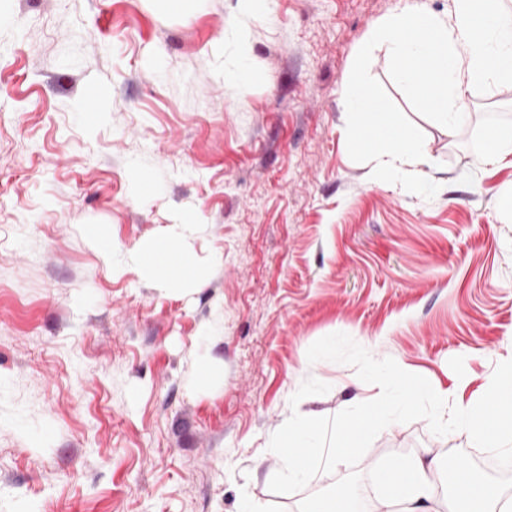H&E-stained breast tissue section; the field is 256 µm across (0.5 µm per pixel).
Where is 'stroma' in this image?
Returning a JSON list of instances; mask_svg holds the SVG:
<instances>
[{
    "label": "stroma",
    "mask_w": 512,
    "mask_h": 512,
    "mask_svg": "<svg viewBox=\"0 0 512 512\" xmlns=\"http://www.w3.org/2000/svg\"><path fill=\"white\" fill-rule=\"evenodd\" d=\"M451 0H0V512H301L336 498L387 512L385 465L486 454L468 433L395 423L356 466L269 488L292 411L330 417L380 394L309 363L348 334L378 359L478 401L512 359V85L466 94L455 134L371 37ZM372 89L423 142L398 170L353 149L345 85ZM96 87L98 116L87 118ZM430 191L418 195L410 180ZM150 182V192L138 189ZM202 286L160 288L128 261L185 213ZM122 249L106 266L83 234ZM217 371L195 384L196 361ZM328 393L290 399L306 379ZM510 153H512L511 128L493 129L486 137L483 151L478 155L474 166L476 168H481L488 162ZM85 233L102 258L107 262L111 261L112 252L117 248V245L114 241L112 242L107 229L103 225L86 224Z\"/></svg>",
    "instance_id": "1"
}]
</instances>
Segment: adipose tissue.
Listing matches in <instances>:
<instances>
[{
	"mask_svg": "<svg viewBox=\"0 0 512 512\" xmlns=\"http://www.w3.org/2000/svg\"><path fill=\"white\" fill-rule=\"evenodd\" d=\"M494 0H452L447 16L422 11L382 23L375 36L386 43L396 80L448 130L467 116L464 90L512 85V17ZM344 107L359 151L412 165L426 157L423 143L388 112L363 73H355L344 93ZM131 260L151 279L180 291L200 285L203 274L181 235L135 246ZM378 485L386 503L402 512H512V494L477 480L461 469L448 499L437 494L424 464L382 469Z\"/></svg>",
	"mask_w": 512,
	"mask_h": 512,
	"instance_id": "1",
	"label": "adipose tissue"
}]
</instances>
